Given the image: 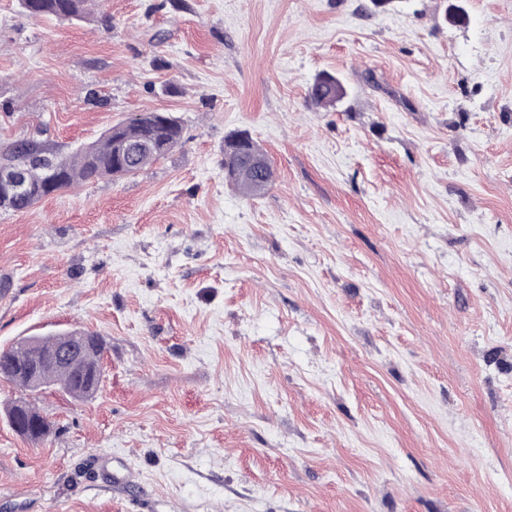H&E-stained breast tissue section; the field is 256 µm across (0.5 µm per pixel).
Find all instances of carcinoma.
<instances>
[{"label": "carcinoma", "instance_id": "carcinoma-1", "mask_svg": "<svg viewBox=\"0 0 512 512\" xmlns=\"http://www.w3.org/2000/svg\"><path fill=\"white\" fill-rule=\"evenodd\" d=\"M91 0H20L21 7L32 16H54L58 19H73L84 16ZM317 90L309 93L310 100L319 107L335 104L336 85L320 75L314 80ZM180 121L168 112L145 111L128 123H119L109 128L93 144L81 148L69 157H60L50 151L30 152L20 143L0 163L4 166H21L27 177L45 184V169H55L61 190L75 183L106 176L122 177L134 175L172 151L181 142ZM237 134L224 140V165L232 168L226 181L241 194L254 197L267 190L273 181L274 171L265 153L249 135L244 141L235 142ZM36 200L27 197L8 198L0 196V208L25 211ZM92 345L79 354V359L70 364H54L46 352L54 344L52 336H30L8 349L0 351V379L33 394L38 388L30 386L24 379L12 375V370L22 366L39 367L43 380L53 382L61 391L74 399H84L94 394L102 381L101 359L103 343L95 333H89ZM9 422L19 418L23 422L39 424L43 429L24 435L32 443H39L49 434L50 422L36 405L28 400L15 403L9 410Z\"/></svg>", "mask_w": 512, "mask_h": 512}]
</instances>
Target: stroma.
Here are the masks:
<instances>
[{
  "label": "stroma",
  "mask_w": 512,
  "mask_h": 512,
  "mask_svg": "<svg viewBox=\"0 0 512 512\" xmlns=\"http://www.w3.org/2000/svg\"><path fill=\"white\" fill-rule=\"evenodd\" d=\"M0 0V155L144 111L135 175L0 210V349L83 329L99 390L34 444L0 381V512H512V0ZM335 107L311 104L322 73ZM248 132L274 182L224 179ZM91 0H20L21 7L32 16H54L58 19L81 18L89 10Z\"/></svg>",
  "instance_id": "obj_1"
}]
</instances>
